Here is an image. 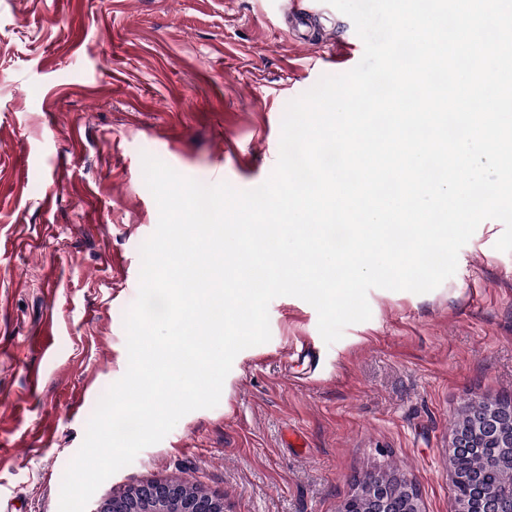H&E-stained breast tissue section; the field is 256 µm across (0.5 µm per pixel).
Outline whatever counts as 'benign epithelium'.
Here are the masks:
<instances>
[{
  "label": "benign epithelium",
  "instance_id": "1",
  "mask_svg": "<svg viewBox=\"0 0 512 512\" xmlns=\"http://www.w3.org/2000/svg\"><path fill=\"white\" fill-rule=\"evenodd\" d=\"M479 448L493 458L491 470L498 475L492 489H485L486 470L468 469L460 475L457 456ZM448 464L452 482L468 494L481 496L457 512H512V399L483 398L467 402L452 431ZM188 479L152 480L114 494L92 512H224L223 498L208 492L189 493ZM341 512H421L416 489L404 477L369 472L357 480V492L345 499Z\"/></svg>",
  "mask_w": 512,
  "mask_h": 512
}]
</instances>
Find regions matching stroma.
Here are the masks:
<instances>
[{
	"label": "stroma",
	"instance_id": "1",
	"mask_svg": "<svg viewBox=\"0 0 512 512\" xmlns=\"http://www.w3.org/2000/svg\"><path fill=\"white\" fill-rule=\"evenodd\" d=\"M293 0H0V491L58 512L99 399L128 366L124 315L159 213L142 158L239 190L278 157L287 104L356 66L336 9ZM483 221L426 294L373 289L326 344L313 306L268 308L219 404L186 414L89 508L187 478L226 512H337L397 471L423 512H455L448 446L468 399H512V253Z\"/></svg>",
	"mask_w": 512,
	"mask_h": 512
}]
</instances>
